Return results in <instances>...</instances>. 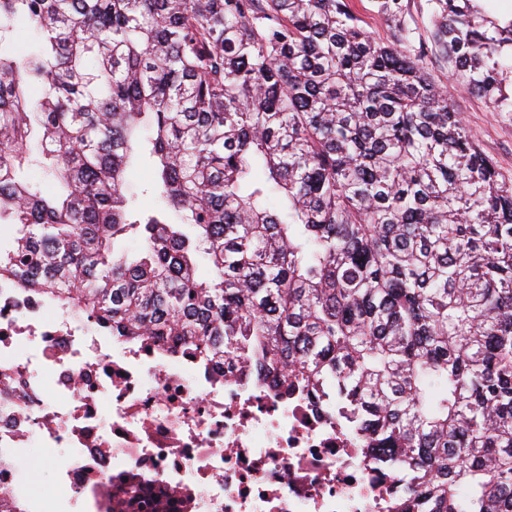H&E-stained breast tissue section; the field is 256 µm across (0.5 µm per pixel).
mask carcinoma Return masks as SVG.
Segmentation results:
<instances>
[{"instance_id": "carcinoma-1", "label": "carcinoma", "mask_w": 512, "mask_h": 512, "mask_svg": "<svg viewBox=\"0 0 512 512\" xmlns=\"http://www.w3.org/2000/svg\"><path fill=\"white\" fill-rule=\"evenodd\" d=\"M431 2L455 83L512 115V18ZM379 9L385 43L346 0H0V281L341 410L391 512H512V184ZM145 155L174 222L133 218Z\"/></svg>"}]
</instances>
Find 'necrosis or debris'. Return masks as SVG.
<instances>
[{
  "mask_svg": "<svg viewBox=\"0 0 512 512\" xmlns=\"http://www.w3.org/2000/svg\"><path fill=\"white\" fill-rule=\"evenodd\" d=\"M50 449L29 492L0 468V502L31 512H389L396 472L303 392L242 364L104 335L0 282V451Z\"/></svg>",
  "mask_w": 512,
  "mask_h": 512,
  "instance_id": "obj_1",
  "label": "necrosis or debris"
}]
</instances>
